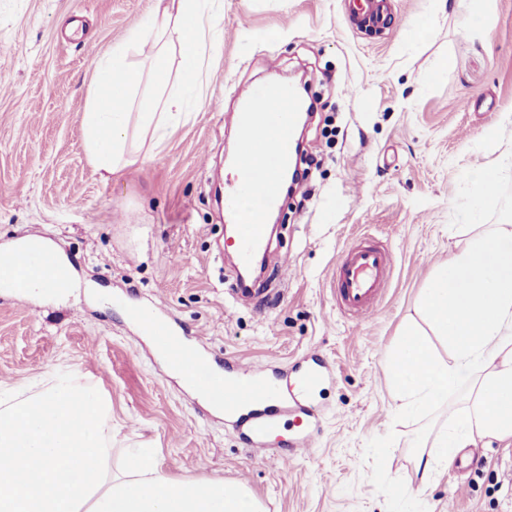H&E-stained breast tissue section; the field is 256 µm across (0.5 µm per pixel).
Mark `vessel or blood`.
Masks as SVG:
<instances>
[{"label": "vessel or blood", "mask_w": 512, "mask_h": 512, "mask_svg": "<svg viewBox=\"0 0 512 512\" xmlns=\"http://www.w3.org/2000/svg\"><path fill=\"white\" fill-rule=\"evenodd\" d=\"M357 21L374 29L385 28L389 20L386 0H366L356 5ZM240 152L245 157V186L256 198L253 208H245L237 189L224 193V214L236 226L230 245L241 264H249L260 250L268 248L265 219L280 202V178L269 168L252 164L251 156L264 154L268 141L282 148L293 142L294 112L301 101L289 86H282L278 95L267 89L244 91L241 94ZM390 257L387 251L375 247H359L349 251L338 267V306L354 320L373 317L379 310L383 285L388 277ZM49 258L24 251L17 252L11 262L0 264V288L24 289L30 273H50ZM127 313L141 335L154 337L166 350L171 364H194L199 379L213 376L210 363L199 350L181 336L165 310L158 305H131ZM326 365L317 363L304 369L291 390H284L280 375L264 364L233 360L224 363V388L218 401L226 420L242 432L250 449L265 453L266 440L281 430L285 417H292L298 429L289 443L290 457L304 453L319 431L318 420L311 404L316 388L327 378Z\"/></svg>", "instance_id": "b4317fda"}]
</instances>
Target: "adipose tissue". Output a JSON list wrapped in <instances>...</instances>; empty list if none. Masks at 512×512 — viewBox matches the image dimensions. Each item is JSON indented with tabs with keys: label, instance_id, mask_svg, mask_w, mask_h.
<instances>
[{
	"label": "adipose tissue",
	"instance_id": "obj_1",
	"mask_svg": "<svg viewBox=\"0 0 512 512\" xmlns=\"http://www.w3.org/2000/svg\"><path fill=\"white\" fill-rule=\"evenodd\" d=\"M213 2L157 0L153 33L134 32L95 61L82 121L88 157L103 179L137 161L126 150L130 109L142 77L128 60L131 47L147 43L154 33L171 29L177 35V75H170L163 52L152 54L150 66L156 84L173 78L179 90L153 99L137 116L142 131L160 142L178 128L188 99L203 98L205 55L220 24ZM440 346L445 355L437 354ZM384 369L393 400L419 415L459 387L469 388L431 450L419 453L421 484H429L435 465L452 462L461 449L487 439L512 442V224L476 235L434 270L422 290L418 320L403 327L386 351Z\"/></svg>",
	"mask_w": 512,
	"mask_h": 512
}]
</instances>
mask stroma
I'll list each match as a JSON object with an SVG mask.
<instances>
[{
    "instance_id": "stroma-1",
    "label": "stroma",
    "mask_w": 512,
    "mask_h": 512,
    "mask_svg": "<svg viewBox=\"0 0 512 512\" xmlns=\"http://www.w3.org/2000/svg\"><path fill=\"white\" fill-rule=\"evenodd\" d=\"M205 66L209 100L161 144L134 133L138 161L103 180L84 142L94 62L156 0H0V249L39 235L71 265L67 296L0 288V384L27 393L74 374L111 402L112 461L150 447L179 481L248 488L265 512H512V446L463 449L421 486L410 444L444 427L455 401L422 417L394 408L386 350L417 315L436 265L494 224H512V0H389V28L357 26L348 0H222ZM83 16L88 39L63 28ZM300 76L316 98L307 179L283 200L261 291L236 299L223 253L225 154L239 91ZM496 169L492 193L471 180ZM375 244L393 267L378 314L336 307V264ZM163 306L207 357L270 363L308 355L332 371L319 432L291 463L294 433L258 456L188 392L113 305Z\"/></svg>"
}]
</instances>
